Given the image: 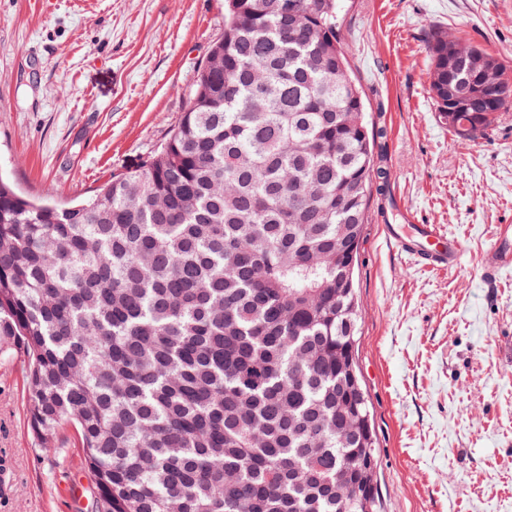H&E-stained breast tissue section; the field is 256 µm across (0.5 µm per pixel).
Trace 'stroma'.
Masks as SVG:
<instances>
[{
	"mask_svg": "<svg viewBox=\"0 0 512 512\" xmlns=\"http://www.w3.org/2000/svg\"><path fill=\"white\" fill-rule=\"evenodd\" d=\"M341 36L392 197L458 236V268L427 269L370 202L356 271L355 362L373 416L380 512H512V273L478 257L512 224V118L458 140L429 94L445 26L512 69V0H340ZM224 0H0V177L32 197H86L148 160L177 125ZM27 358L0 360V512H95L74 431L47 454L27 419Z\"/></svg>",
	"mask_w": 512,
	"mask_h": 512,
	"instance_id": "stroma-1",
	"label": "stroma"
}]
</instances>
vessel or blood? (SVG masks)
<instances>
[{
    "mask_svg": "<svg viewBox=\"0 0 512 512\" xmlns=\"http://www.w3.org/2000/svg\"><path fill=\"white\" fill-rule=\"evenodd\" d=\"M384 230L399 251L415 256L425 267L448 270L457 267L463 259L461 241L448 236L438 225L416 223L406 214L401 223L385 225ZM480 261L487 279L512 273V224L494 226Z\"/></svg>",
    "mask_w": 512,
    "mask_h": 512,
    "instance_id": "obj_1",
    "label": "vessel or blood"
}]
</instances>
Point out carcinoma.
Returning a JSON list of instances; mask_svg holds the SVG:
<instances>
[{"instance_id": "carcinoma-1", "label": "carcinoma", "mask_w": 512, "mask_h": 512, "mask_svg": "<svg viewBox=\"0 0 512 512\" xmlns=\"http://www.w3.org/2000/svg\"><path fill=\"white\" fill-rule=\"evenodd\" d=\"M428 48L438 118L488 135L512 112L503 61L441 28ZM211 51L161 149L91 198L0 178V356L28 358L45 450L74 426L97 512H378L337 276L385 171L337 0H225Z\"/></svg>"}]
</instances>
